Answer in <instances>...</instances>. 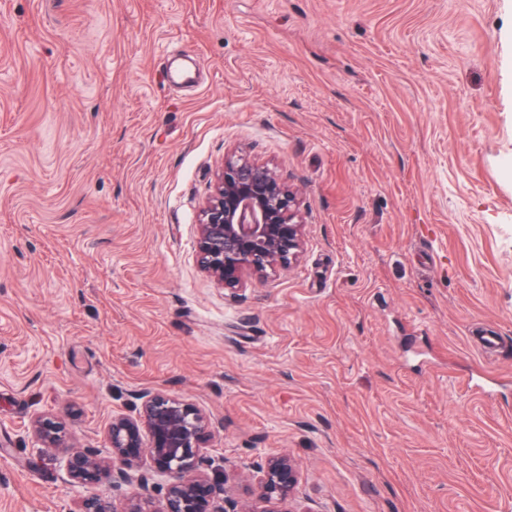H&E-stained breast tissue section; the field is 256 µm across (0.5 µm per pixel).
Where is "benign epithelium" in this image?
Here are the masks:
<instances>
[{"mask_svg": "<svg viewBox=\"0 0 512 512\" xmlns=\"http://www.w3.org/2000/svg\"><path fill=\"white\" fill-rule=\"evenodd\" d=\"M305 224L296 192L269 165L244 151L224 158L210 197L198 215L197 261L220 285L241 288L247 277H264L296 263L304 249ZM208 418L183 400L155 390L144 396L140 417L112 416L107 429L109 456L95 458L67 448L54 421L35 422L42 448H64L70 480L90 490L112 477V484L167 482L163 512H225L228 479L199 472L206 448ZM149 443H144L143 434ZM297 485V471L285 455H273L255 479L254 489L232 512H281ZM78 512H113L95 493L86 494Z\"/></svg>", "mask_w": 512, "mask_h": 512, "instance_id": "1", "label": "benign epithelium"}]
</instances>
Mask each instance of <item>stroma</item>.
<instances>
[{
    "label": "stroma",
    "mask_w": 512,
    "mask_h": 512,
    "mask_svg": "<svg viewBox=\"0 0 512 512\" xmlns=\"http://www.w3.org/2000/svg\"><path fill=\"white\" fill-rule=\"evenodd\" d=\"M238 147L306 236L228 290L197 218ZM509 159L512 0H0V512L79 508L34 419L103 458L157 389L205 474L288 455L283 512H512Z\"/></svg>",
    "instance_id": "1"
}]
</instances>
